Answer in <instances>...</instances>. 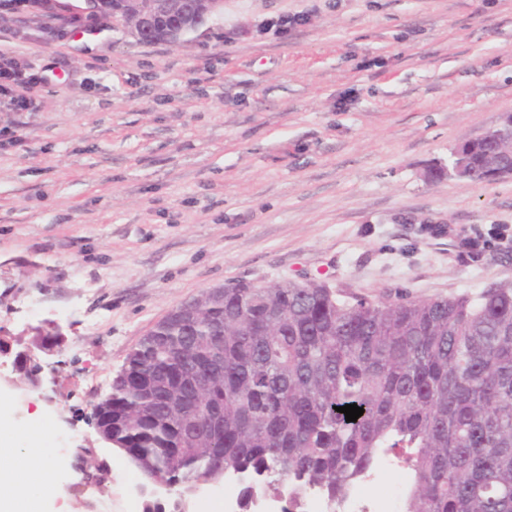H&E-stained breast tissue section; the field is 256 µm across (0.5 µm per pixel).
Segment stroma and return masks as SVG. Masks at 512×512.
Here are the masks:
<instances>
[{
  "label": "stroma",
  "instance_id": "stroma-1",
  "mask_svg": "<svg viewBox=\"0 0 512 512\" xmlns=\"http://www.w3.org/2000/svg\"><path fill=\"white\" fill-rule=\"evenodd\" d=\"M30 13L0 22V51L56 77L37 111L0 110L23 138L0 144V337L63 342L39 384L0 366V411L49 450V512H144L91 413L207 289L317 280L387 302L512 281V178L437 173L512 112V0H224L183 46Z\"/></svg>",
  "mask_w": 512,
  "mask_h": 512
}]
</instances>
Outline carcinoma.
Returning <instances> with one entry per match:
<instances>
[{
    "label": "carcinoma",
    "instance_id": "cac0c4a2",
    "mask_svg": "<svg viewBox=\"0 0 512 512\" xmlns=\"http://www.w3.org/2000/svg\"><path fill=\"white\" fill-rule=\"evenodd\" d=\"M465 159L508 169L512 141ZM93 416L147 480L234 478L242 512L271 489L286 512L312 492L341 502L391 456L409 470L403 512H512V282L392 303L239 283L143 337Z\"/></svg>",
    "mask_w": 512,
    "mask_h": 512
}]
</instances>
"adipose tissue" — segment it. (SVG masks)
Wrapping results in <instances>:
<instances>
[{
	"label": "adipose tissue",
	"mask_w": 512,
	"mask_h": 512,
	"mask_svg": "<svg viewBox=\"0 0 512 512\" xmlns=\"http://www.w3.org/2000/svg\"><path fill=\"white\" fill-rule=\"evenodd\" d=\"M16 435L0 423V512H44L56 492L53 461L38 435Z\"/></svg>",
	"instance_id": "ef3b65f1"
}]
</instances>
